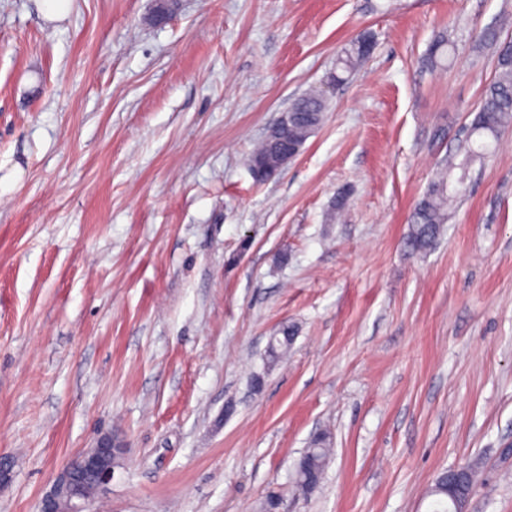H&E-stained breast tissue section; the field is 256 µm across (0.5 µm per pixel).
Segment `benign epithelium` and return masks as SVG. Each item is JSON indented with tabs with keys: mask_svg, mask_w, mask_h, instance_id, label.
Here are the masks:
<instances>
[{
	"mask_svg": "<svg viewBox=\"0 0 512 512\" xmlns=\"http://www.w3.org/2000/svg\"><path fill=\"white\" fill-rule=\"evenodd\" d=\"M123 444L110 435H101L94 446L84 449L56 475L50 489L41 498L40 512H90L94 496L106 491L115 467L120 463L116 449ZM445 476L448 485L461 491L468 487L463 500H468L478 483L473 471L454 466Z\"/></svg>",
	"mask_w": 512,
	"mask_h": 512,
	"instance_id": "1",
	"label": "benign epithelium"
}]
</instances>
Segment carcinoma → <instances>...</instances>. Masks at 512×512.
<instances>
[{"mask_svg":"<svg viewBox=\"0 0 512 512\" xmlns=\"http://www.w3.org/2000/svg\"><path fill=\"white\" fill-rule=\"evenodd\" d=\"M370 39L367 34H361L351 40L343 50L336 68L339 72L331 76V81H344L342 73L353 70L359 63L369 57L365 43ZM482 40L490 44H498L497 65L494 78L484 88L478 104V115L472 126L471 134L480 138L497 139L503 130L512 126V40L498 42L496 32L488 31L482 35ZM448 56V39L439 36L429 47L425 57V65L431 69L441 66ZM328 108L326 91L319 88L311 90L291 105V109L301 113L303 123L293 125L288 129V136L302 133L307 128H317L323 122ZM248 167L261 173L279 168V153L273 142L262 139L252 151L248 159ZM460 169L458 184H463L466 177L464 165L448 166L432 181L422 199L416 204L409 215L411 233L408 247L415 254L430 251L441 234L443 224L448 222V206L457 191L449 189V179L454 169ZM294 330L285 325L279 330L274 345L268 350L270 361L281 358L292 345ZM330 455L329 438L321 436L315 439L302 457L306 459L304 470H295V480L306 483L317 489L322 484L326 473V460Z\"/></svg>","mask_w":512,"mask_h":512,"instance_id":"carcinoma-1","label":"carcinoma"}]
</instances>
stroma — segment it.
Listing matches in <instances>:
<instances>
[{
    "label": "stroma",
    "mask_w": 512,
    "mask_h": 512,
    "mask_svg": "<svg viewBox=\"0 0 512 512\" xmlns=\"http://www.w3.org/2000/svg\"><path fill=\"white\" fill-rule=\"evenodd\" d=\"M152 11L0 0V512H37L106 431L127 452L94 512H259L273 489L281 512H434L436 477L467 462V512H512V129L469 162L435 248L406 245L512 0ZM363 33L323 124L255 184L254 143ZM325 429V479L300 494Z\"/></svg>",
    "instance_id": "35a3bbf8"
}]
</instances>
